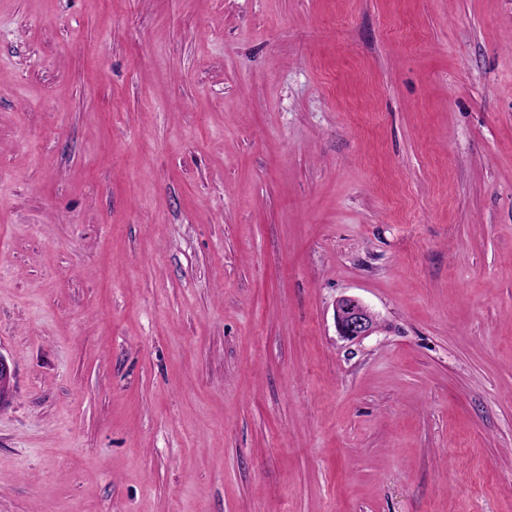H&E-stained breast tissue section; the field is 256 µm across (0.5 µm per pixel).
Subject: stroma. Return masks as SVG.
I'll return each instance as SVG.
<instances>
[{
	"instance_id": "35a3bbf8",
	"label": "stroma",
	"mask_w": 512,
	"mask_h": 512,
	"mask_svg": "<svg viewBox=\"0 0 512 512\" xmlns=\"http://www.w3.org/2000/svg\"><path fill=\"white\" fill-rule=\"evenodd\" d=\"M0 356V512H512V0H0ZM334 317L338 335L349 342L370 336L377 327L370 309L351 296L342 297L336 302Z\"/></svg>"
}]
</instances>
